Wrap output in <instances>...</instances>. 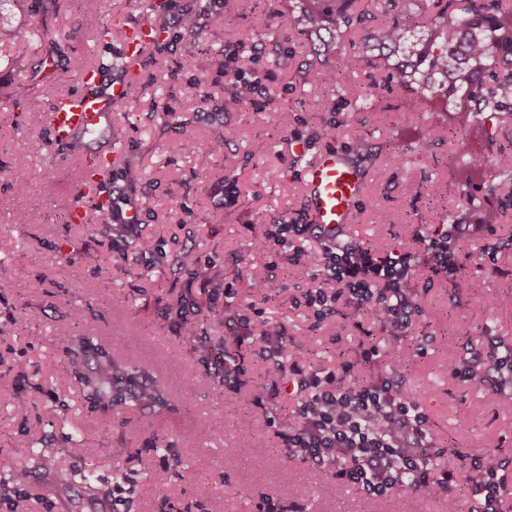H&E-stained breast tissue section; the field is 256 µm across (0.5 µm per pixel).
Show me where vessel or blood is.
Listing matches in <instances>:
<instances>
[{
	"label": "vessel or blood",
	"mask_w": 512,
	"mask_h": 512,
	"mask_svg": "<svg viewBox=\"0 0 512 512\" xmlns=\"http://www.w3.org/2000/svg\"><path fill=\"white\" fill-rule=\"evenodd\" d=\"M157 37L148 25L129 31L125 44L128 60H137L144 45ZM105 74L102 68L82 73L79 81L84 92L77 101L56 103L49 115L50 132L55 141L66 143L93 134L110 121L112 111L126 98L129 85L117 82L109 95H100ZM309 194L307 199L311 221L326 231L345 229L353 219L354 202L363 190L361 171L340 152L329 150L305 170Z\"/></svg>",
	"instance_id": "vessel-or-blood-1"
}]
</instances>
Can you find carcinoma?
Listing matches in <instances>:
<instances>
[{
	"label": "carcinoma",
	"mask_w": 512,
	"mask_h": 512,
	"mask_svg": "<svg viewBox=\"0 0 512 512\" xmlns=\"http://www.w3.org/2000/svg\"><path fill=\"white\" fill-rule=\"evenodd\" d=\"M390 2L396 16L353 46V61L376 52L388 79L420 102L438 94L457 95L485 123L512 110V0H468L465 7L455 0ZM293 9L294 22L317 32L334 30L338 37L376 19L360 0H295ZM418 14L426 15V21L416 33L407 21ZM106 364L113 377L136 378L137 369L126 362L109 357ZM71 375L90 393L91 408L113 405L111 382L84 375L76 366Z\"/></svg>",
	"instance_id": "carcinoma-1"
}]
</instances>
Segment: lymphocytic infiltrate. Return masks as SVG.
<instances>
[{"label":"lymphocytic infiltrate","instance_id":"f902f5d3","mask_svg":"<svg viewBox=\"0 0 512 512\" xmlns=\"http://www.w3.org/2000/svg\"><path fill=\"white\" fill-rule=\"evenodd\" d=\"M228 57L238 87L248 99H255L263 88L256 76L258 48L239 43ZM484 230L481 224H443L431 232L420 227L412 250L381 253L363 242L319 235L315 225L292 220L272 225L256 245L284 248L295 238L319 237L320 250L294 253L291 261L322 273L340 289L308 290L307 305L327 315L339 299H347L355 309L371 311L380 330L398 340L412 325L417 269L423 266L434 275L457 280L462 244ZM232 320L233 335L225 337L223 351L213 356L222 378L238 389L247 386L252 359L264 360L271 385L254 394L253 408L266 417L280 392L293 396V422L278 433L282 448L288 458L332 469L334 480L327 483V493L351 483L375 496L407 491L424 500L443 498L448 512H503L507 462L477 455L468 471L442 467L428 441L423 409L389 379L357 380L350 362L333 369L287 363L288 334L283 325L240 312ZM463 481L473 486L465 503L454 493Z\"/></svg>","mask_w":512,"mask_h":512}]
</instances>
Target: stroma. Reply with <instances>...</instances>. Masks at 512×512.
I'll list each match as a JSON object with an SVG mask.
<instances>
[{"mask_svg":"<svg viewBox=\"0 0 512 512\" xmlns=\"http://www.w3.org/2000/svg\"><path fill=\"white\" fill-rule=\"evenodd\" d=\"M156 2L0 0V22L19 33L0 43V481L18 469L29 474L0 497V512H266L271 502L288 512H448L442 499L377 497L352 484L322 496L330 471L286 460L273 427L254 412L251 397L267 383L264 364L252 363L248 387L225 386L197 339L169 330L163 315L191 309L200 272L217 273L234 304L255 303L263 318L285 326L290 359L330 368L352 361L359 377L380 374L408 392L449 468L475 455L512 461V384L491 388L457 375L471 350L512 349V180L491 164L498 152H512V116L490 131L458 100L440 97L420 110L377 60L342 69L359 32L340 39V54L319 52L321 34L291 20L289 0H238L230 13L208 0H166L173 25L159 48L144 53L110 126L83 140L89 153L108 143L119 149L109 184L123 189L143 224L119 259L111 211L79 197L81 171L69 147L56 144L46 125L29 126L26 115L80 93L70 59L118 74L126 26L152 22ZM258 13L269 17L252 37L266 91L242 110L220 111L233 76L224 49ZM189 19L201 30L193 45L179 38ZM107 24L113 33L103 43ZM312 69L337 73V83H307L302 74ZM341 83L373 91L372 103L346 100ZM276 112L287 113V125L273 121ZM219 137L224 149L212 152ZM359 137L369 153L356 159L364 187L351 240L405 251L416 226L470 223L475 204L491 226L464 243L457 281L416 272L419 310L399 355L382 354L372 366L358 361L360 330L372 317L355 327L340 302L317 318L304 298L318 286L310 270L254 246L269 225L307 217L304 168ZM33 140L43 143L41 154L17 168ZM465 153L482 161L467 194L456 180ZM34 196L39 213L15 223ZM61 198L82 203L90 224L68 223ZM264 280L266 295L255 294L253 283ZM81 336L93 347L72 356ZM107 353L146 368V383L166 387L168 408L131 400L89 411L67 376L70 363L91 372ZM247 415L252 424L239 432ZM75 443L81 454L71 453ZM117 448L122 456H114ZM88 472L98 492L86 487Z\"/></svg>","mask_w":512,"mask_h":512,"instance_id":"35a3bbf8","label":"stroma"}]
</instances>
